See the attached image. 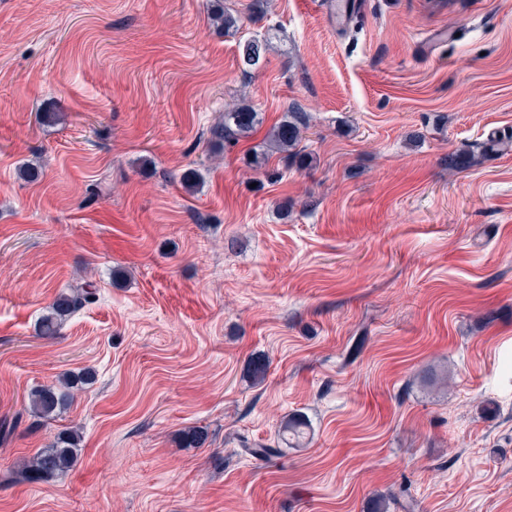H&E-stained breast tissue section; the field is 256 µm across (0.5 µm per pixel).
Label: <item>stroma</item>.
<instances>
[{
    "label": "stroma",
    "instance_id": "1",
    "mask_svg": "<svg viewBox=\"0 0 512 512\" xmlns=\"http://www.w3.org/2000/svg\"><path fill=\"white\" fill-rule=\"evenodd\" d=\"M356 2L339 30L325 0H224L227 34L210 0H0V512H369L402 486L512 512V0ZM242 97L257 130L211 147ZM294 103L312 166L255 169ZM293 414L306 447L245 454ZM70 427V470L25 480ZM240 48V60L242 65L248 69L257 68L262 61L265 53L269 48V39L265 38L262 41L259 40H247L243 45H239ZM91 294L82 289L72 294H59L49 307V311L40 318L39 336L47 339L54 338L58 334L62 322L88 302ZM89 372L67 374L57 383L34 388L29 395L30 409L37 417L50 419L73 400V391L87 384Z\"/></svg>",
    "mask_w": 512,
    "mask_h": 512
}]
</instances>
